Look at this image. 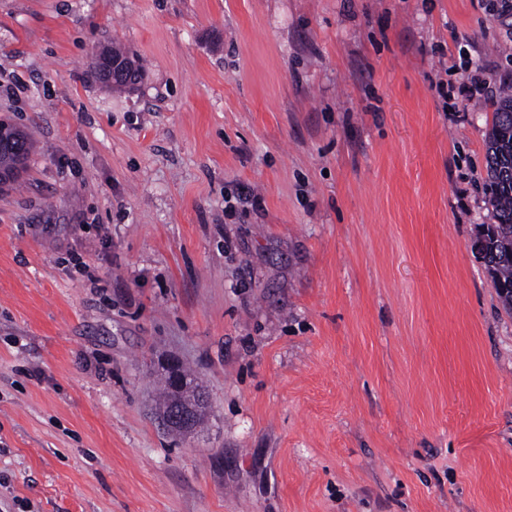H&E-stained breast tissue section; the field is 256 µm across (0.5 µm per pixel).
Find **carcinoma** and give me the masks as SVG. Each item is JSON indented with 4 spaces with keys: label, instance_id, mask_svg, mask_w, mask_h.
<instances>
[{
    "label": "carcinoma",
    "instance_id": "cac0c4a2",
    "mask_svg": "<svg viewBox=\"0 0 512 512\" xmlns=\"http://www.w3.org/2000/svg\"><path fill=\"white\" fill-rule=\"evenodd\" d=\"M487 178L484 193L495 223L484 224L477 237L485 265L504 309L512 311V94H504L485 135Z\"/></svg>",
    "mask_w": 512,
    "mask_h": 512
}]
</instances>
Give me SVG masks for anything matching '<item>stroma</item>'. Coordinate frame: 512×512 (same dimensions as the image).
<instances>
[{
    "label": "stroma",
    "instance_id": "1",
    "mask_svg": "<svg viewBox=\"0 0 512 512\" xmlns=\"http://www.w3.org/2000/svg\"><path fill=\"white\" fill-rule=\"evenodd\" d=\"M499 0H0V512H512L469 248ZM119 42L146 75H88ZM208 398L174 436L163 360Z\"/></svg>",
    "mask_w": 512,
    "mask_h": 512
}]
</instances>
